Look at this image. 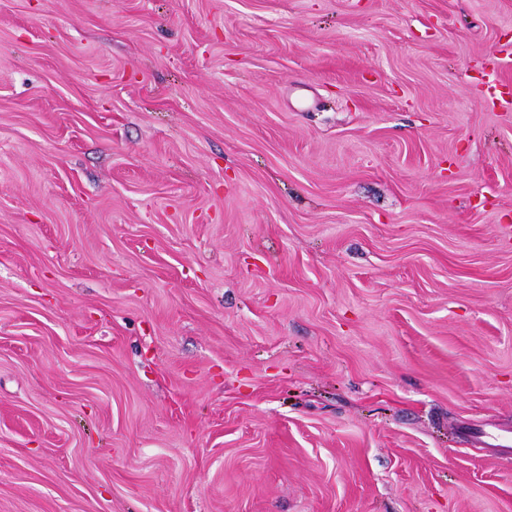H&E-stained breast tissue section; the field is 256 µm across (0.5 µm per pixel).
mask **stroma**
<instances>
[{
	"label": "stroma",
	"mask_w": 512,
	"mask_h": 512,
	"mask_svg": "<svg viewBox=\"0 0 512 512\" xmlns=\"http://www.w3.org/2000/svg\"><path fill=\"white\" fill-rule=\"evenodd\" d=\"M512 0H0V512H512ZM471 443L494 448L510 449L509 440L498 432H489L483 428H472L468 431Z\"/></svg>",
	"instance_id": "stroma-1"
}]
</instances>
